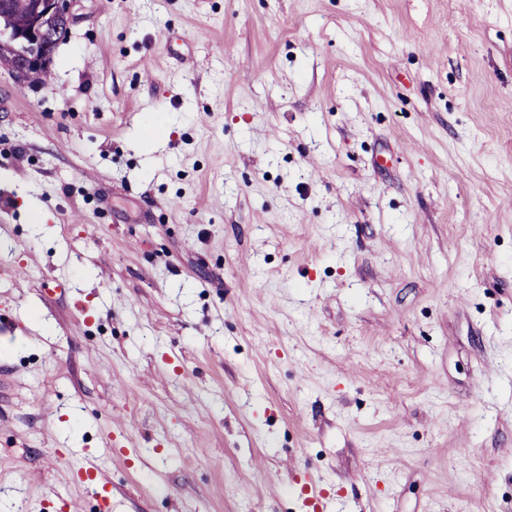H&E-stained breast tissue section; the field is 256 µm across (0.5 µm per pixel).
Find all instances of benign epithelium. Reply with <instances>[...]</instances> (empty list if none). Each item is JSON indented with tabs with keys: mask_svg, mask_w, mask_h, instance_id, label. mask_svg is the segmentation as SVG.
Instances as JSON below:
<instances>
[{
	"mask_svg": "<svg viewBox=\"0 0 512 512\" xmlns=\"http://www.w3.org/2000/svg\"><path fill=\"white\" fill-rule=\"evenodd\" d=\"M72 0H8L0 13V45L11 49L10 68L25 83L35 71L51 67L49 25L70 21Z\"/></svg>",
	"mask_w": 512,
	"mask_h": 512,
	"instance_id": "benign-epithelium-1",
	"label": "benign epithelium"
}]
</instances>
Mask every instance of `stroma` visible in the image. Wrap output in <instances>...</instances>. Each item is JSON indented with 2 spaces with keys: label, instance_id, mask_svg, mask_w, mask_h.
Returning a JSON list of instances; mask_svg holds the SVG:
<instances>
[{
  "label": "stroma",
  "instance_id": "obj_1",
  "mask_svg": "<svg viewBox=\"0 0 512 512\" xmlns=\"http://www.w3.org/2000/svg\"><path fill=\"white\" fill-rule=\"evenodd\" d=\"M0 64V503L512 512V0H76ZM37 198L32 215L25 197ZM83 463L74 471V475L77 479L87 487L95 488L96 495L99 496V493L96 490V487L101 484L99 479V469L97 466V459L95 456L87 453L86 451H82L79 453ZM305 495L304 503L308 512H332L334 509L332 501L318 489L316 480L308 476L302 489Z\"/></svg>",
  "mask_w": 512,
  "mask_h": 512
}]
</instances>
